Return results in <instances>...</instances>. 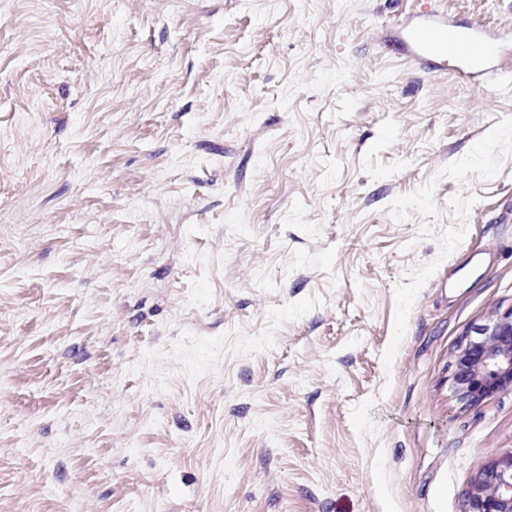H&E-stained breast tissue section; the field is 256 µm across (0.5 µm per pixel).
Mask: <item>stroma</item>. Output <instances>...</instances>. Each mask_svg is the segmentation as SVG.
<instances>
[{"mask_svg": "<svg viewBox=\"0 0 512 512\" xmlns=\"http://www.w3.org/2000/svg\"><path fill=\"white\" fill-rule=\"evenodd\" d=\"M0 0V512H460L512 453V0ZM400 36L396 44L417 63L450 58L464 77L493 72L505 51L501 37L482 23L458 24L425 6L401 24ZM452 388L464 405H476L512 388V310L475 327L459 341Z\"/></svg>", "mask_w": 512, "mask_h": 512, "instance_id": "stroma-1", "label": "stroma"}]
</instances>
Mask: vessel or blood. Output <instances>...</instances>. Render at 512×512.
Instances as JSON below:
<instances>
[{
    "mask_svg": "<svg viewBox=\"0 0 512 512\" xmlns=\"http://www.w3.org/2000/svg\"><path fill=\"white\" fill-rule=\"evenodd\" d=\"M398 45L422 65L452 59L464 77L493 72L505 51L500 36L482 23L462 25L424 7L402 23Z\"/></svg>",
    "mask_w": 512,
    "mask_h": 512,
    "instance_id": "b4317fda",
    "label": "vessel or blood"
}]
</instances>
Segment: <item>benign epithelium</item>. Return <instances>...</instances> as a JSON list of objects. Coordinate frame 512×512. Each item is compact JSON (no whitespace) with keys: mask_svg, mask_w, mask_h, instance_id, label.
Masks as SVG:
<instances>
[{"mask_svg":"<svg viewBox=\"0 0 512 512\" xmlns=\"http://www.w3.org/2000/svg\"><path fill=\"white\" fill-rule=\"evenodd\" d=\"M452 367L453 392L464 405L511 389L512 310L462 337ZM462 512H512V454L492 459L478 472Z\"/></svg>","mask_w":512,"mask_h":512,"instance_id":"7a95c632","label":"benign epithelium"}]
</instances>
